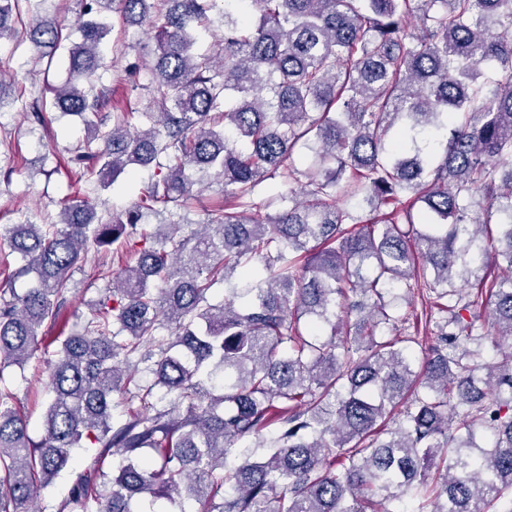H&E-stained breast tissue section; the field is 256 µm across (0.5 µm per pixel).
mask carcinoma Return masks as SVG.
<instances>
[{
  "mask_svg": "<svg viewBox=\"0 0 512 512\" xmlns=\"http://www.w3.org/2000/svg\"><path fill=\"white\" fill-rule=\"evenodd\" d=\"M43 2L0 0V39L53 48ZM76 5L66 81L8 101L0 79V109L79 117L80 180L158 178L107 220L75 194L54 224L0 225V380L39 352L49 395L35 440L0 390V512H43L79 450L57 512H140L145 494L200 512H512V0H224L203 53L218 0ZM111 14L149 23L155 49L146 106L108 129ZM137 115L150 125L133 132ZM301 149L317 157L303 171ZM195 172L224 188L207 221L140 228L190 208ZM276 179L281 207L250 218ZM114 244L112 294L60 320L73 270ZM488 264L503 273L475 283L481 313L467 274ZM416 288L421 311L399 315ZM281 192H288V183L284 184L280 180L265 182L255 196L252 208L253 217L265 220L268 215L274 214L276 206H269V200ZM71 485V478L67 475H61L55 482L54 487L40 501L39 507L44 512H56V509L68 498V492Z\"/></svg>",
  "mask_w": 512,
  "mask_h": 512,
  "instance_id": "carcinoma-1",
  "label": "carcinoma"
}]
</instances>
